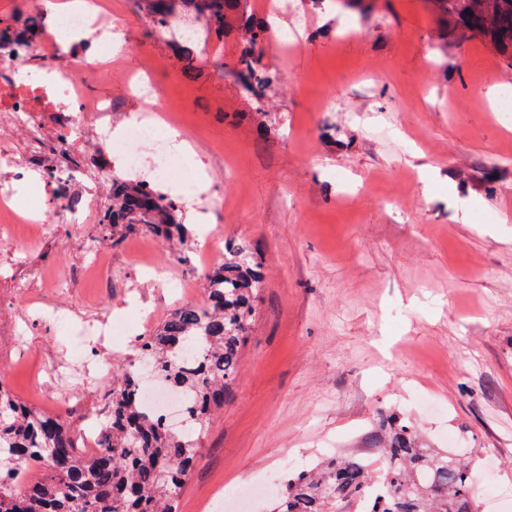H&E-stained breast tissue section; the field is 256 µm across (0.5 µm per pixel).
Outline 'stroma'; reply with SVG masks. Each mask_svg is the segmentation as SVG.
Segmentation results:
<instances>
[{"label":"stroma","instance_id":"obj_1","mask_svg":"<svg viewBox=\"0 0 512 512\" xmlns=\"http://www.w3.org/2000/svg\"><path fill=\"white\" fill-rule=\"evenodd\" d=\"M273 35L261 53L282 81L269 95L271 132L244 119L231 80L214 78L236 36L198 48L184 69L155 37L136 0H112L123 21L114 77L88 80L112 99V124L175 112L187 153L174 163L210 174L184 202L185 223L221 234L223 259L248 242L265 281L224 411L206 427L177 502L201 512L226 489L357 451L376 459L379 413L401 415L433 446L480 463L510 493L480 512H512V120L490 106L512 88V61L491 42L449 30L431 0H374L361 30L346 8L283 9L256 0ZM149 73L147 93L125 79ZM108 224L47 231L30 250L0 246V381L48 414L107 411L112 376L48 393L35 378L66 350L118 367L181 304L133 248H112V291L97 274L53 282L79 266L80 239H111ZM64 301L124 322L101 342L76 338L38 313ZM429 395L445 416L422 414Z\"/></svg>","mask_w":512,"mask_h":512}]
</instances>
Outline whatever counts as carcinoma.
<instances>
[{
	"instance_id": "obj_1",
	"label": "carcinoma",
	"mask_w": 512,
	"mask_h": 512,
	"mask_svg": "<svg viewBox=\"0 0 512 512\" xmlns=\"http://www.w3.org/2000/svg\"><path fill=\"white\" fill-rule=\"evenodd\" d=\"M434 2L451 11L459 31L488 37L512 60V0ZM138 7L160 35L174 18L189 16L196 32L221 41L235 21L240 50L223 72L251 101L256 128L267 131L265 103L278 75L261 63L271 27L249 0H138ZM43 27L41 18L28 14L1 19L0 47L33 46ZM101 223L121 235L146 232L168 241L191 235L175 201L120 174L112 175ZM233 253L207 275L205 303L173 310L139 343L142 364L187 398L186 416L201 429L224 407L262 283L250 246L238 244ZM199 339L204 353L192 362L185 350ZM139 386L137 370L117 376L104 439L88 454L63 417L25 405L0 383V512H177L179 493L199 459L200 436L172 432L143 407ZM375 437L379 465L344 455L303 471L285 482L277 512H341L340 504L367 490L377 492L370 512H474L470 463L422 447L394 414L381 418ZM23 461L42 464L48 476L18 488L13 472Z\"/></svg>"
}]
</instances>
